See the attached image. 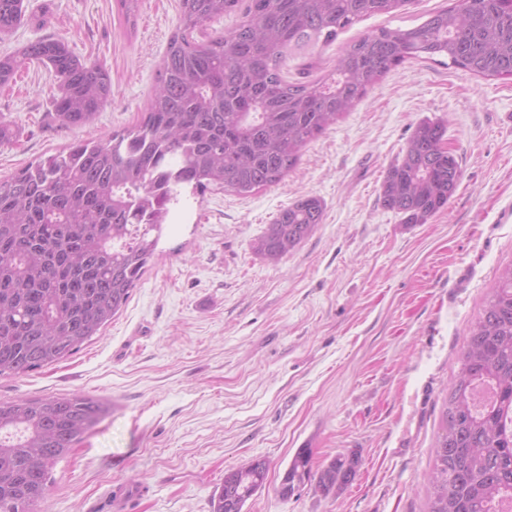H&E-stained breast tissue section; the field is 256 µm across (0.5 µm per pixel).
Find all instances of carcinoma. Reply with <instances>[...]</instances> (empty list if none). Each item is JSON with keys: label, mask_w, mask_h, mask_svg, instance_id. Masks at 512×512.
<instances>
[{"label": "carcinoma", "mask_w": 512, "mask_h": 512, "mask_svg": "<svg viewBox=\"0 0 512 512\" xmlns=\"http://www.w3.org/2000/svg\"><path fill=\"white\" fill-rule=\"evenodd\" d=\"M140 0H117L135 25ZM406 0H180L157 85L141 121L107 142L77 140L0 181V376L63 360L101 332L127 304L155 256L169 206L189 192L238 195L280 183L305 146L411 58L445 57L483 78H512V0H455L422 24L381 29L346 45L334 68L289 82L286 61L334 42L371 14ZM240 14L236 27L203 40L192 33ZM44 13L0 0V40ZM29 63L57 79L52 106L80 128L111 101L112 79L62 40L41 36L0 56V88ZM442 121L416 125L386 171L382 205L405 224L443 210L461 176L444 146ZM316 196L282 209L254 242L276 264L321 223ZM110 411L84 396L0 400V512H41L53 466ZM425 512H499L512 503V264L502 268L458 358L448 389ZM358 459L312 470V448L294 453L277 487L286 499L305 483L327 495L349 483ZM254 459L224 473L211 512H243L266 486Z\"/></svg>", "instance_id": "cac0c4a2"}]
</instances>
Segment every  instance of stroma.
I'll list each match as a JSON object with an SVG mask.
<instances>
[{
    "label": "stroma",
    "mask_w": 512,
    "mask_h": 512,
    "mask_svg": "<svg viewBox=\"0 0 512 512\" xmlns=\"http://www.w3.org/2000/svg\"><path fill=\"white\" fill-rule=\"evenodd\" d=\"M45 25L0 41L10 53L46 34L112 78L92 125L52 109L55 78L32 64L0 89V180L76 140L138 124L179 25L180 0H140L134 26L116 0H30ZM453 0H409L317 47L406 29ZM441 120L461 164L447 209L423 224L384 208L380 187L414 127ZM324 203L314 233L278 264L253 242L301 197ZM158 255L124 309L67 359L0 377V400L84 395L111 411L54 467L43 512H211L226 471L261 458L266 487L244 512H423L443 402L499 268L512 263V80L410 59L303 150L279 184L242 197L211 190L171 210ZM313 466L358 456L354 478L322 495L275 489L301 444Z\"/></svg>",
    "instance_id": "35a3bbf8"
}]
</instances>
